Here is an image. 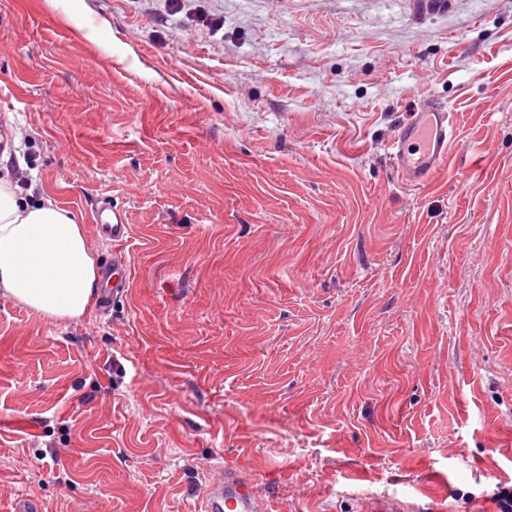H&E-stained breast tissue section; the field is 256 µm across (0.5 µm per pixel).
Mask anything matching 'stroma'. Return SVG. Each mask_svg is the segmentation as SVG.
<instances>
[{
  "label": "stroma",
  "instance_id": "obj_1",
  "mask_svg": "<svg viewBox=\"0 0 512 512\" xmlns=\"http://www.w3.org/2000/svg\"><path fill=\"white\" fill-rule=\"evenodd\" d=\"M0 0V174L128 282L68 323L0 299V512H497L512 488V0ZM224 19L221 31L199 13ZM458 145L391 143L425 100ZM454 141L448 109L433 100L424 102L393 139L398 172L411 185L427 182L447 161ZM93 222L95 229L109 238L113 244L126 241L129 231L127 215L124 211L112 207L106 198H103L97 205ZM199 512H271V503L255 478L232 462L224 465V478L207 487Z\"/></svg>",
  "mask_w": 512,
  "mask_h": 512
}]
</instances>
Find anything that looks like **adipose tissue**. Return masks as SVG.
Listing matches in <instances>:
<instances>
[{
  "label": "adipose tissue",
  "mask_w": 512,
  "mask_h": 512,
  "mask_svg": "<svg viewBox=\"0 0 512 512\" xmlns=\"http://www.w3.org/2000/svg\"><path fill=\"white\" fill-rule=\"evenodd\" d=\"M99 282L96 251L75 216L52 194L27 200L0 181V297L64 322L91 313Z\"/></svg>",
  "instance_id": "1"
}]
</instances>
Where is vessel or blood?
Returning <instances> with one entry per match:
<instances>
[{
  "label": "vessel or blood",
  "mask_w": 512,
  "mask_h": 512,
  "mask_svg": "<svg viewBox=\"0 0 512 512\" xmlns=\"http://www.w3.org/2000/svg\"><path fill=\"white\" fill-rule=\"evenodd\" d=\"M454 141L453 120L447 108L432 100L424 102L393 140L398 172L410 184L427 182L447 161ZM94 224L112 243H123L128 237L126 213L108 201L99 202ZM199 512H271V503L244 467L228 463L223 479L207 487Z\"/></svg>",
  "instance_id": "b4317fda"
}]
</instances>
